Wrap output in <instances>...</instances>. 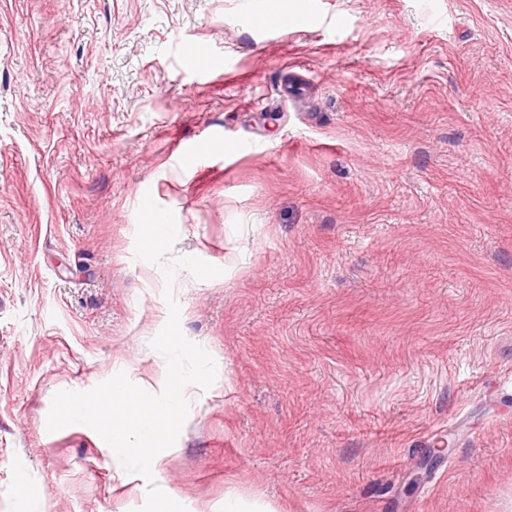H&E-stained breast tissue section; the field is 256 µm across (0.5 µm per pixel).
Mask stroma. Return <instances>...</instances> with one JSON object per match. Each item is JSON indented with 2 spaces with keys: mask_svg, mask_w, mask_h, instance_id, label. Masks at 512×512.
<instances>
[{
  "mask_svg": "<svg viewBox=\"0 0 512 512\" xmlns=\"http://www.w3.org/2000/svg\"><path fill=\"white\" fill-rule=\"evenodd\" d=\"M293 3L0 0V512L145 503L47 416L121 371L164 388L147 194L222 270L175 273L217 375L157 486L187 512H512V0Z\"/></svg>",
  "mask_w": 512,
  "mask_h": 512,
  "instance_id": "1",
  "label": "stroma"
}]
</instances>
